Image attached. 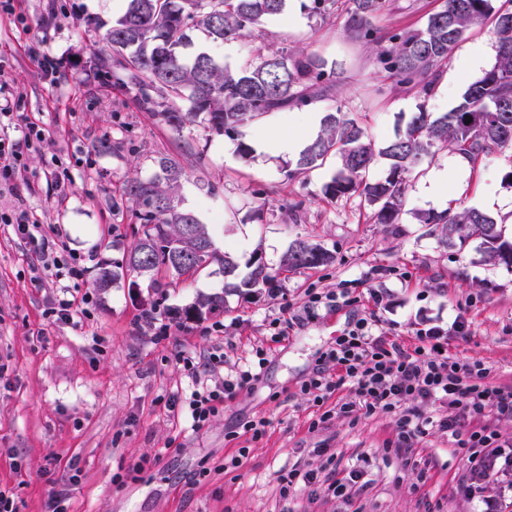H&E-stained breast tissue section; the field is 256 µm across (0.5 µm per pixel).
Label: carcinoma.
Here are the masks:
<instances>
[{
	"label": "carcinoma",
	"instance_id": "carcinoma-1",
	"mask_svg": "<svg viewBox=\"0 0 512 512\" xmlns=\"http://www.w3.org/2000/svg\"><path fill=\"white\" fill-rule=\"evenodd\" d=\"M348 2L346 32L370 46L385 72L425 97L467 30L490 20L497 33L494 63L451 110L436 115L419 108L379 151L355 120L338 110L329 112L321 133L299 154L296 173L336 155L340 166L325 184L324 196L334 200L356 195L372 207L375 223L397 224L409 176L436 150L446 148L474 164L512 145V0H500L497 7L494 0H442L422 27L384 34L371 20L386 0ZM286 5L287 0H128L104 40L120 56L117 63L137 88L143 108L175 128L198 120L210 132L236 141L238 152L248 156L253 148L244 140V128L267 113L306 106L327 93L333 87L332 72L322 58L286 48L238 70L228 69L204 50L189 56L185 50L192 46L194 30L214 41L234 40L282 15ZM157 94L166 99L159 112ZM184 99L190 102L187 112L178 107ZM378 156L387 161V174L369 180L366 173ZM186 179L181 161L169 155L157 159L151 177L135 173L126 178L121 198L140 221L139 238L121 264L99 271L97 287H109L125 269L155 292L163 287L157 278L161 271L174 282L216 265L226 288L274 292L277 277L267 264L250 259L248 272L241 274L237 258L218 250L207 226L181 207L180 189ZM416 218L420 224L436 225L444 246L476 237L483 262L512 268V242L504 239L492 216L474 208L460 210L450 202L441 213L427 211ZM332 259L321 246L296 240L282 256L280 269H311ZM223 307V296H202L185 315Z\"/></svg>",
	"mask_w": 512,
	"mask_h": 512
}]
</instances>
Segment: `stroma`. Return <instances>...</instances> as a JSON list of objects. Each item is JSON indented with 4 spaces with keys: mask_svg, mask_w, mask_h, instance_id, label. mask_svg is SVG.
Segmentation results:
<instances>
[{
    "mask_svg": "<svg viewBox=\"0 0 512 512\" xmlns=\"http://www.w3.org/2000/svg\"><path fill=\"white\" fill-rule=\"evenodd\" d=\"M303 3L289 0L285 17L233 41L213 43L199 30L191 34L195 47L232 69L270 49L298 47L335 71L329 96L249 125L245 134L253 152L246 158L234 141L209 133L201 123L166 125L141 108L136 90L116 73L98 72L96 56L111 49L84 21L112 24L125 0H65L63 16L48 31L41 25L43 0H19L26 29L0 17V91L21 98L16 124L35 122L50 133L43 155L31 159L25 174L35 183L27 202L41 224L60 226L68 249L91 255L81 289L98 301L90 320L50 323L45 310L56 283L32 281L29 245L0 224V362L8 366L0 378V489L13 495L19 512H42L53 482L72 461L81 468L82 481L69 512H281L279 471L319 466L312 450L322 442L342 463L364 459L366 485L348 502L297 494L298 512H512V469L489 471L482 495L468 496L463 487L471 481V467L454 452L447 434L436 431L419 446L427 480L418 484L416 474L384 458L394 436L389 417L364 416L354 425L336 419L312 432L313 409L298 391L373 293L382 299L383 328L404 336L424 324L448 325L466 309L467 335L451 337L449 353L481 359L494 382L512 384V269L482 262L478 240L443 246L435 225L415 219L418 212H440L453 202L502 225L512 221V185L504 179L512 169V148L462 169L456 154L438 150L410 176L399 223L377 224L359 197L325 198L323 187L338 158L293 175L287 155L263 147L264 140L292 135L312 140L320 119L338 107L382 148L410 113L449 111L481 77L495 60L494 26L487 22L464 34L424 99L379 69L365 42L347 35V0H335L323 16L310 14ZM440 5L441 0H387L373 24L384 32L416 29ZM42 38L67 59L65 75L54 87L25 51ZM479 46L486 51L479 66L463 67L464 53ZM52 155L73 171L62 202L46 163ZM163 155L183 162L189 180L181 189V205L207 225L218 249L242 262L259 252L278 269L292 241L306 239L328 250L332 262L281 272L272 295L225 289L223 276L206 272L156 292L133 287L129 272L111 287L97 288L99 268L122 259L138 237L131 207L118 203L123 182L135 172L151 175ZM440 172L448 181L440 193H431ZM310 288L325 294L345 288L353 302L319 310L287 342L272 345L263 381L226 401L202 429L167 411L171 393L190 391L197 379L224 376L229 365L248 358L253 345L269 336L270 321L286 305L302 306ZM212 294L223 295V309L182 321L180 331L166 339H157L146 322L150 308L174 312ZM217 320L224 331L216 336L208 328ZM219 342L232 348L225 366L212 372L203 361ZM184 349L201 361L197 378L175 363ZM253 418L268 419L266 435L255 441L238 436L241 423ZM240 448L249 451L242 466L223 469L225 457ZM144 457L153 459V466L140 480H128L127 471ZM204 459L212 472L193 483ZM116 474L125 476V484L113 482Z\"/></svg>",
    "mask_w": 512,
    "mask_h": 512,
    "instance_id": "35a3bbf8",
    "label": "stroma"
}]
</instances>
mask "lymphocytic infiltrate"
<instances>
[{"instance_id":"1","label":"lymphocytic infiltrate","mask_w":512,"mask_h":512,"mask_svg":"<svg viewBox=\"0 0 512 512\" xmlns=\"http://www.w3.org/2000/svg\"><path fill=\"white\" fill-rule=\"evenodd\" d=\"M15 106L9 99L0 103V189H14L17 176L27 170L31 155L46 140L45 129L37 123L13 126ZM0 223L11 226L17 238L32 246L34 281L65 280L62 293L48 301L52 322L76 325L90 318L97 302L79 288L87 272L86 257L67 253L58 229L43 227L24 200L0 210ZM349 302L345 288L336 294L308 289L302 307H284L273 320L272 342L288 340L295 326L318 307L335 309ZM381 322L376 309H365L322 354V367L302 381L300 391L315 407L309 431L336 419L354 422L363 415L388 416L395 434L387 452L411 472L419 467L417 446L435 430L448 433L475 470L512 447V437L502 436L493 424L494 419L512 417V385L493 383L483 360H462L448 352L449 337L466 331L464 315H456L445 327L415 329L407 340L385 330ZM267 362L266 349L256 348L253 358L230 375L194 389L187 397L169 395L166 407L174 416L188 419L193 428H203L226 400L255 388ZM436 404L448 408L447 417L436 420L428 415L427 406ZM316 454L321 459L319 466H296L279 475L282 498L290 499L299 485L311 496L322 486L331 497L352 498L360 488L363 470L341 466L329 449H317Z\"/></svg>"}]
</instances>
